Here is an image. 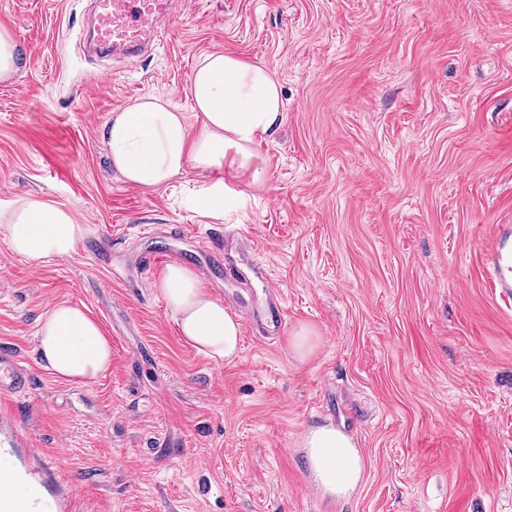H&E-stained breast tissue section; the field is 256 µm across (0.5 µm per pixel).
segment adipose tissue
I'll use <instances>...</instances> for the list:
<instances>
[{
    "instance_id": "obj_1",
    "label": "adipose tissue",
    "mask_w": 512,
    "mask_h": 512,
    "mask_svg": "<svg viewBox=\"0 0 512 512\" xmlns=\"http://www.w3.org/2000/svg\"><path fill=\"white\" fill-rule=\"evenodd\" d=\"M189 91L199 119L194 128L182 112L153 96L112 114L105 139L124 181L154 189L187 170L205 173L220 166L261 180L264 161L258 147L284 120L281 86L270 71L234 54L213 52L194 69ZM0 227L12 254L31 264L75 255L86 235L85 226L66 210L33 197L1 213ZM157 288L187 344L216 364L237 358L239 324L209 296L194 270L169 265ZM36 340L40 364L58 379L86 385L111 365L112 350L99 323L70 303L45 310ZM299 447L320 498L347 499L362 486L364 458L343 430L331 424L308 428Z\"/></svg>"
}]
</instances>
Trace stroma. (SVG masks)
I'll return each instance as SVG.
<instances>
[{
  "label": "stroma",
  "instance_id": "obj_1",
  "mask_svg": "<svg viewBox=\"0 0 512 512\" xmlns=\"http://www.w3.org/2000/svg\"><path fill=\"white\" fill-rule=\"evenodd\" d=\"M90 9L0 0L23 49L0 81V211L46 198L111 254L30 265L0 238V349L31 377L0 396V466L20 491L48 512H512V302L479 252L512 224V0H190L159 47L116 62L83 52ZM215 51L273 70L285 115L259 147L263 182L221 216L202 202L229 172L141 189L104 142L112 113L149 95L197 126L189 79ZM188 233L234 267L198 271L240 324L233 363L182 340L162 271L135 262ZM59 301L111 345L90 384L38 362ZM302 324L320 339L299 361ZM329 421L366 461L339 503L299 449ZM29 446L58 460L53 477ZM317 339L318 336L313 327L301 325L290 336L288 347L295 358L305 360L313 354Z\"/></svg>",
  "mask_w": 512,
  "mask_h": 512
}]
</instances>
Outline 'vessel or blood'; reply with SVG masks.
Here are the masks:
<instances>
[{"label": "vessel or blood", "mask_w": 512, "mask_h": 512, "mask_svg": "<svg viewBox=\"0 0 512 512\" xmlns=\"http://www.w3.org/2000/svg\"><path fill=\"white\" fill-rule=\"evenodd\" d=\"M186 0H95L96 34L102 46L131 55L145 51L162 38L163 17H175ZM490 283L500 295H512V225H496L485 244ZM30 376L14 362L12 352L0 350V394L27 388Z\"/></svg>", "instance_id": "vessel-or-blood-1"}]
</instances>
